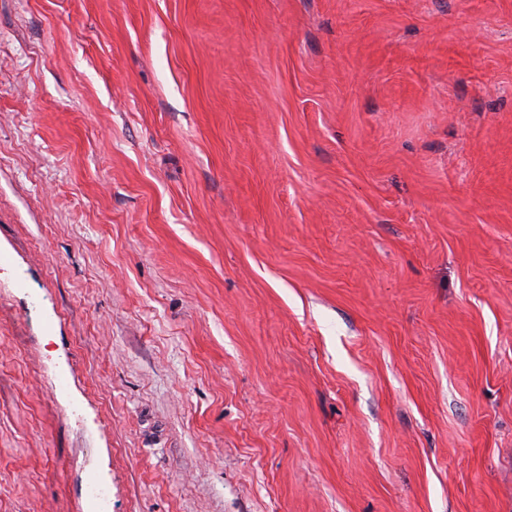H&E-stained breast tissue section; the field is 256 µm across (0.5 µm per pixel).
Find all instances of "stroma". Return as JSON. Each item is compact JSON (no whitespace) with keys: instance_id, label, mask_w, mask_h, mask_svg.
<instances>
[{"instance_id":"1","label":"stroma","mask_w":512,"mask_h":512,"mask_svg":"<svg viewBox=\"0 0 512 512\" xmlns=\"http://www.w3.org/2000/svg\"><path fill=\"white\" fill-rule=\"evenodd\" d=\"M512 512V0H0V512Z\"/></svg>"}]
</instances>
